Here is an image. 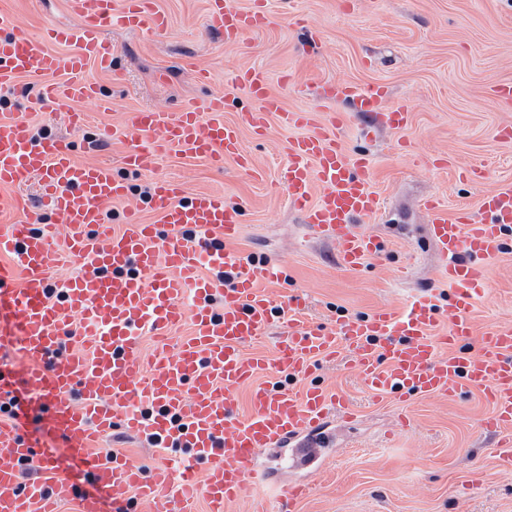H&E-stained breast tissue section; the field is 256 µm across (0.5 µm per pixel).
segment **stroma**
I'll use <instances>...</instances> for the list:
<instances>
[{
    "mask_svg": "<svg viewBox=\"0 0 512 512\" xmlns=\"http://www.w3.org/2000/svg\"><path fill=\"white\" fill-rule=\"evenodd\" d=\"M155 2L168 18L165 38L117 26L104 30L113 67L88 73L111 98V110L82 103L90 122L70 128L63 118L29 109L39 87L23 78L9 88L5 112H25L37 135L62 139L75 160L107 161L119 172L124 140L109 139L100 151L91 143L100 131L120 128L126 111L201 108L220 94L224 118L234 122L251 106L235 85L237 71H265L287 109L343 114L342 142L353 154L367 155L383 199L381 211L360 229L377 237L384 253L353 272L332 246L305 239L302 217L278 182L284 147L299 131L275 120L266 136L242 131L258 177L244 174L232 158L161 153L154 176L127 174L130 195L112 204V226H119L125 206L138 203L145 221H153L145 207L152 180L173 178L190 193H223L242 211L233 250L287 266L290 281L266 290L283 302L303 291L313 323L330 326L379 306L401 308L423 292L446 296L424 203L433 198L448 211L464 207L475 214L484 195L512 185V140L499 136L512 126V104L492 96L495 86L512 83V0H266L269 25L241 45L225 43L211 28L208 0ZM1 15L25 34L48 23L79 24L64 0H0ZM199 67L210 71L209 84L195 81ZM343 81L384 85L389 103L407 104V128L365 131L361 116L323 96L324 86ZM486 276L496 292L474 301L471 318L479 327L512 325V249ZM309 380L342 395L360 415L352 424L333 417L336 454L310 474L313 494L295 512H512V468L499 466L493 438L474 429L489 411L480 391L418 400L413 425L399 432L396 398L371 401L339 362L320 364ZM26 410L29 437L69 480L92 492L66 443L45 427L41 406L31 402Z\"/></svg>",
    "mask_w": 512,
    "mask_h": 512,
    "instance_id": "1",
    "label": "stroma"
}]
</instances>
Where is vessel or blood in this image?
<instances>
[{
	"mask_svg": "<svg viewBox=\"0 0 512 512\" xmlns=\"http://www.w3.org/2000/svg\"><path fill=\"white\" fill-rule=\"evenodd\" d=\"M66 4L80 20L77 28L50 24L34 35L19 34L0 17V86L22 77L38 83L34 106L81 128L87 117L80 103H100L102 95L87 68H112L105 27L160 38L168 20L154 0ZM210 18L228 43L269 22L263 0L247 9L236 0H211ZM50 75L61 76V83H47ZM235 80L252 102L236 123L225 122L220 95L202 110L130 111L122 129L124 168L151 174L159 153L177 148L211 161L234 158L253 174L240 128L265 134L269 115L277 114L282 125L300 130L279 172L291 206L312 238L337 249L348 269H361L382 245L358 225L383 201L372 188L368 159L342 147L340 116L283 110L263 71L243 69ZM327 95L347 102L370 125L401 130L409 124L406 105L388 104L383 85L341 82ZM33 182L39 186L34 201L25 194ZM0 187L13 188L7 205L16 216L0 227V258H10L0 261V344L24 360L28 394L42 403L50 428L92 477L97 492L81 496L80 512H100L105 495L114 512H136L141 501L158 505V512H192L198 496L209 512H228L249 488L266 485L259 457L268 448L282 450L297 477L273 488L256 512H294L311 492L301 471L319 468L332 448L330 416L348 423L357 418L342 397L307 382L322 361L336 358L374 398L393 394L408 404L452 398L464 387L480 390L492 409L477 429L495 437L500 457L512 464V327L479 329L468 316L476 298L495 293L484 271L512 230V185L483 197L479 221L468 210L450 214L427 202L428 231L451 287L447 302L424 295L399 311L380 307L339 317L329 328L308 320L301 295L283 303L264 291V284L286 279L283 266L228 250L242 220L223 194H189L181 183L159 178L149 199L157 223L130 209L122 229L112 230L105 213L127 198L126 180L111 164L76 162L64 141L37 136L20 112L0 117ZM83 258L91 261L88 270L53 280L62 262ZM206 266L234 277L225 283L203 276ZM215 296L221 309L211 304ZM75 323L89 338V353L61 350ZM186 323L189 334L168 343ZM145 335L161 341L148 361L141 352ZM268 338L275 341L273 356L246 352L247 344ZM473 342L478 348L472 352ZM269 369L287 377V385L259 382ZM245 385L249 408L242 416L231 395ZM25 423L20 408L0 418V512H52L54 497L73 493L74 486L38 453ZM117 429L181 455L173 462L157 457L149 480L122 452L88 453L94 438ZM26 464L39 476L24 484Z\"/></svg>",
	"mask_w": 512,
	"mask_h": 512,
	"instance_id": "b4317fda",
	"label": "vessel or blood"
}]
</instances>
